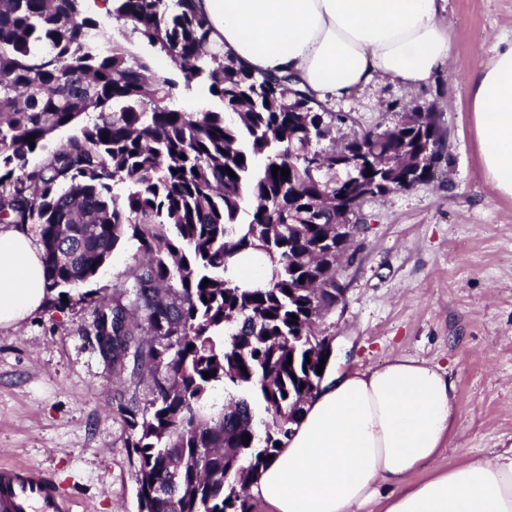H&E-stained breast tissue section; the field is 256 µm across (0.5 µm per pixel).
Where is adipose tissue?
<instances>
[{
    "instance_id": "obj_1",
    "label": "adipose tissue",
    "mask_w": 512,
    "mask_h": 512,
    "mask_svg": "<svg viewBox=\"0 0 512 512\" xmlns=\"http://www.w3.org/2000/svg\"><path fill=\"white\" fill-rule=\"evenodd\" d=\"M442 2L195 0L224 53L256 72L294 76L320 102L348 98L376 76L428 83L454 51ZM468 93L485 177L512 197V41L479 66ZM49 295L32 233L0 230V326L32 317ZM454 406L445 372L414 359L329 370L249 494L264 512H355L373 499L379 512H512V451L452 460L417 479L444 450Z\"/></svg>"
}]
</instances>
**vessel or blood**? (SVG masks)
I'll return each instance as SVG.
<instances>
[{"mask_svg":"<svg viewBox=\"0 0 512 512\" xmlns=\"http://www.w3.org/2000/svg\"><path fill=\"white\" fill-rule=\"evenodd\" d=\"M76 506L46 469L0 463V512H77Z\"/></svg>","mask_w":512,"mask_h":512,"instance_id":"1","label":"vessel or blood"}]
</instances>
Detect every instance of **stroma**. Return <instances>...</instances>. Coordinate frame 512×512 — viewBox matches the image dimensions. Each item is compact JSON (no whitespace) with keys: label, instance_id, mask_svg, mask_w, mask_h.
<instances>
[{"label":"stroma","instance_id":"obj_1","mask_svg":"<svg viewBox=\"0 0 512 512\" xmlns=\"http://www.w3.org/2000/svg\"><path fill=\"white\" fill-rule=\"evenodd\" d=\"M452 58L418 88L375 80L331 112L355 130L436 107L450 133L439 174L409 190L368 198L342 261V303L319 322L344 368L405 357L444 370L456 390L451 459L494 458L512 448V197L488 184L466 82L495 45L512 40V0H445ZM137 257L124 240L90 281L17 328L0 329V454L48 468L78 512H139L133 431L119 414L145 407L148 376L115 379L95 337L96 310Z\"/></svg>","mask_w":512,"mask_h":512}]
</instances>
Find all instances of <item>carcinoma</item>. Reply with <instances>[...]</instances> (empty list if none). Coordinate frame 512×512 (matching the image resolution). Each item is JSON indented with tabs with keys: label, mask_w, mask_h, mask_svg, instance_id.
Here are the masks:
<instances>
[{
	"label": "carcinoma",
	"mask_w": 512,
	"mask_h": 512,
	"mask_svg": "<svg viewBox=\"0 0 512 512\" xmlns=\"http://www.w3.org/2000/svg\"><path fill=\"white\" fill-rule=\"evenodd\" d=\"M85 2L0 0V223L36 225L58 302L137 242L145 262L97 310L96 340L112 370L133 346L131 375L153 378L148 406L121 409L141 508L253 512L260 456L286 446L317 390L303 338L341 301L337 261L359 230L348 203L366 185L377 196L434 179L407 169L427 146L443 156L449 131L431 106L339 137L347 115L213 48L194 0H113L119 39ZM138 45L179 80L155 77ZM199 83L223 110L177 104ZM65 127L77 131L48 149ZM248 252L270 261L254 287L231 263Z\"/></svg>",
	"instance_id": "cac0c4a2"
}]
</instances>
